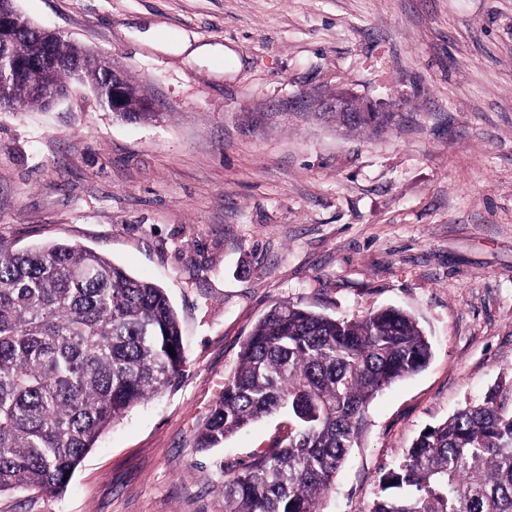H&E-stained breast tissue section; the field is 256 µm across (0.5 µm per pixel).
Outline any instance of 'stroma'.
<instances>
[{
    "instance_id": "1",
    "label": "stroma",
    "mask_w": 512,
    "mask_h": 512,
    "mask_svg": "<svg viewBox=\"0 0 512 512\" xmlns=\"http://www.w3.org/2000/svg\"><path fill=\"white\" fill-rule=\"evenodd\" d=\"M108 56L151 101L91 87L0 111V241L96 249L165 288L187 364L105 432L65 493L0 512H224V469L272 449L273 416L195 438L278 303L361 318L397 307L432 357L370 404L322 512H366L426 426L512 377V0H16ZM383 103L342 133L320 102Z\"/></svg>"
}]
</instances>
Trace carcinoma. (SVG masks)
Returning <instances> with one entry per match:
<instances>
[{"label":"carcinoma","instance_id":"cac0c4a2","mask_svg":"<svg viewBox=\"0 0 512 512\" xmlns=\"http://www.w3.org/2000/svg\"><path fill=\"white\" fill-rule=\"evenodd\" d=\"M42 31L20 17L0 40V61L27 59ZM56 86L73 81L79 49L53 42ZM83 83L105 98L107 63ZM41 106L28 81L0 101ZM393 113L357 121L378 130ZM175 356H170L168 347ZM432 347L407 312L332 317L279 303L243 343L235 371L196 436L202 450L274 414L288 433L273 450L224 478V512H321L371 400L426 367ZM185 351L166 289L132 277L91 248L48 243L17 250L0 242V493L63 492L99 435L137 404L175 385ZM421 431L380 478L367 512H512V408L490 390Z\"/></svg>","mask_w":512,"mask_h":512}]
</instances>
